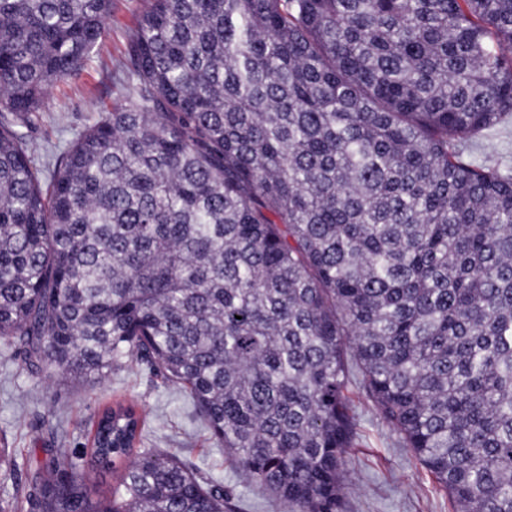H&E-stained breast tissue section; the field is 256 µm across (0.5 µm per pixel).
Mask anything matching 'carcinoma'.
<instances>
[{"label":"carcinoma","mask_w":512,"mask_h":512,"mask_svg":"<svg viewBox=\"0 0 512 512\" xmlns=\"http://www.w3.org/2000/svg\"><path fill=\"white\" fill-rule=\"evenodd\" d=\"M146 2L121 100L44 171L25 129L111 0H0V345L150 366L292 512H343L351 358L454 512H512V171L465 154L512 120V0ZM144 422L46 449L36 512H224Z\"/></svg>","instance_id":"cac0c4a2"}]
</instances>
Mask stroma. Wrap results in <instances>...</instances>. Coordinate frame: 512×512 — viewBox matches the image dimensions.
Returning <instances> with one entry per match:
<instances>
[{
  "label": "stroma",
  "instance_id": "35a3bbf8",
  "mask_svg": "<svg viewBox=\"0 0 512 512\" xmlns=\"http://www.w3.org/2000/svg\"><path fill=\"white\" fill-rule=\"evenodd\" d=\"M142 7L143 0H112L106 35L92 60L44 96L30 131L42 146L41 163L94 123L96 105L116 102L126 38ZM350 395L358 441L348 455L345 512H454L447 494L400 445L359 383L351 384ZM118 402L146 412L143 447L174 453L201 482L221 485L229 495L228 512H289L248 482L217 447L195 405L148 366L125 365L97 383L33 373L0 353V448L13 450L22 491L33 492V474L46 449L86 447L94 416Z\"/></svg>",
  "mask_w": 512,
  "mask_h": 512
}]
</instances>
